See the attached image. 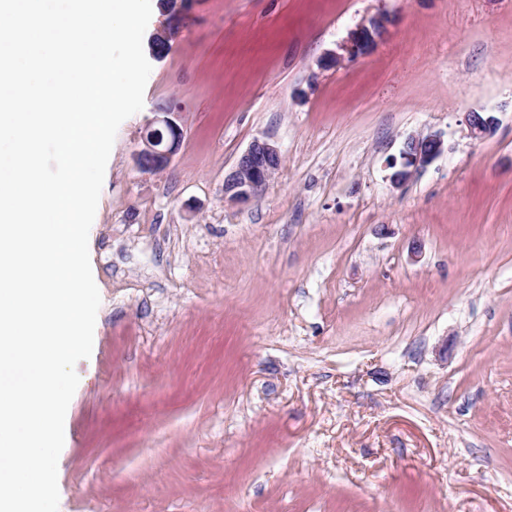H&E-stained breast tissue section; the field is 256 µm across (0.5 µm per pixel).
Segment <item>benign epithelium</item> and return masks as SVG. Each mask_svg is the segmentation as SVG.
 Here are the masks:
<instances>
[{"mask_svg":"<svg viewBox=\"0 0 512 512\" xmlns=\"http://www.w3.org/2000/svg\"><path fill=\"white\" fill-rule=\"evenodd\" d=\"M395 19L386 13H378L364 18L347 39L334 52L327 53L321 60V67L330 69L344 61L371 54L384 39ZM160 127L149 129L143 137L144 147L134 157L137 167L144 172H157L166 169L178 148L182 133L171 113L158 119ZM496 120L492 116L468 114L471 135L482 138L492 133ZM443 150L440 136H411L400 153V161H392L394 168L391 182L405 183L412 172L432 162ZM283 163L278 147L265 138L254 139L240 155L235 167L224 176V198L239 204L259 197L267 183L279 171Z\"/></svg>","mask_w":512,"mask_h":512,"instance_id":"1","label":"benign epithelium"}]
</instances>
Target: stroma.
Segmentation results:
<instances>
[{"instance_id":"stroma-1","label":"stroma","mask_w":512,"mask_h":512,"mask_svg":"<svg viewBox=\"0 0 512 512\" xmlns=\"http://www.w3.org/2000/svg\"><path fill=\"white\" fill-rule=\"evenodd\" d=\"M379 12L373 53L321 68ZM166 24L89 232L58 512H512V0H190ZM164 112L179 148L141 171ZM257 137L283 164L225 201ZM443 150V142L437 134L411 136L400 153V164L391 175L394 185L405 183L414 170L432 162Z\"/></svg>"}]
</instances>
